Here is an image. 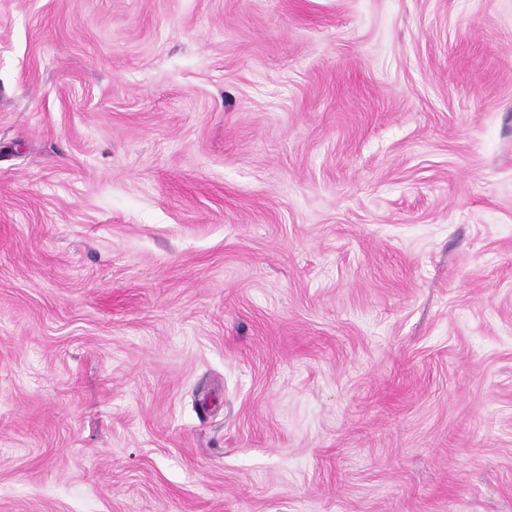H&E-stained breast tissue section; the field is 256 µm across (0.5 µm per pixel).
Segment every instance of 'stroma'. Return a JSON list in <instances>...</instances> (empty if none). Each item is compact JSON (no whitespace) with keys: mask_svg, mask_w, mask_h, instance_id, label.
Wrapping results in <instances>:
<instances>
[{"mask_svg":"<svg viewBox=\"0 0 512 512\" xmlns=\"http://www.w3.org/2000/svg\"><path fill=\"white\" fill-rule=\"evenodd\" d=\"M0 512H512V0H0Z\"/></svg>","mask_w":512,"mask_h":512,"instance_id":"35a3bbf8","label":"stroma"}]
</instances>
